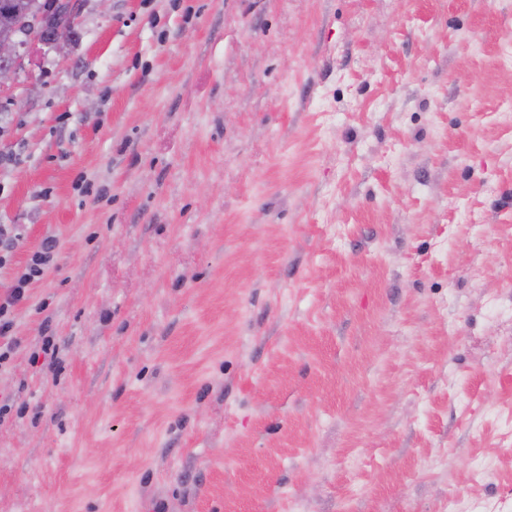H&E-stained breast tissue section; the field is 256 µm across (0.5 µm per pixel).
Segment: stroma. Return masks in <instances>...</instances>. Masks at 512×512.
I'll return each instance as SVG.
<instances>
[{
	"instance_id": "stroma-1",
	"label": "stroma",
	"mask_w": 512,
	"mask_h": 512,
	"mask_svg": "<svg viewBox=\"0 0 512 512\" xmlns=\"http://www.w3.org/2000/svg\"><path fill=\"white\" fill-rule=\"evenodd\" d=\"M0 155V512H512V0H86ZM58 249L56 237L44 238L38 250L32 254L25 271L3 295L0 293V365L20 345L15 335L13 312L26 303L31 285L42 278Z\"/></svg>"
}]
</instances>
